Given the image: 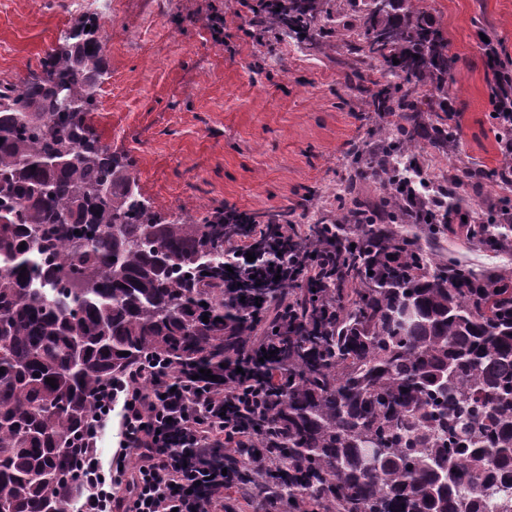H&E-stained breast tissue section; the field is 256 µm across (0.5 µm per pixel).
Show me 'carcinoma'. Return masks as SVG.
Returning <instances> with one entry per match:
<instances>
[{
    "label": "carcinoma",
    "mask_w": 512,
    "mask_h": 512,
    "mask_svg": "<svg viewBox=\"0 0 512 512\" xmlns=\"http://www.w3.org/2000/svg\"><path fill=\"white\" fill-rule=\"evenodd\" d=\"M426 2L251 8L250 36L309 53L340 38L357 97L382 120L350 151L336 206L297 238L333 254L312 287L287 286L300 315L270 337L253 447L280 455L242 485L272 512H512V266L476 269L447 247L459 233L512 254V223H442L462 211V181L499 173L468 168L424 187L397 167L460 137L457 60ZM100 20L81 15L36 69L0 80V512H69L72 447L100 384L147 360L221 371L262 331L222 288L224 241L240 227L215 210L158 214L134 163L88 125L108 76ZM374 60L398 82L363 84ZM490 68L493 98L512 68ZM495 138L512 141L511 118ZM369 171L376 201L361 198Z\"/></svg>",
    "instance_id": "1"
}]
</instances>
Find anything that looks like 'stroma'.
I'll use <instances>...</instances> for the list:
<instances>
[{
	"label": "stroma",
	"mask_w": 512,
	"mask_h": 512,
	"mask_svg": "<svg viewBox=\"0 0 512 512\" xmlns=\"http://www.w3.org/2000/svg\"><path fill=\"white\" fill-rule=\"evenodd\" d=\"M224 14V37L204 23ZM459 63L460 141L434 166L493 171L486 34L512 55V0H429ZM241 0H109L102 20L109 79L90 125L113 155L133 159L141 194L163 216L232 206L260 216L292 205L310 219L332 202L344 162L378 117L359 111L340 65L294 42L245 35ZM76 18L69 0H0V78H23Z\"/></svg>",
	"instance_id": "1"
}]
</instances>
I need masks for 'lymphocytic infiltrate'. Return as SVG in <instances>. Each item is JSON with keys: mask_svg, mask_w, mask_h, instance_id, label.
I'll list each match as a JSON object with an SVG mask.
<instances>
[{"mask_svg": "<svg viewBox=\"0 0 512 512\" xmlns=\"http://www.w3.org/2000/svg\"><path fill=\"white\" fill-rule=\"evenodd\" d=\"M228 223L245 225V233L226 245V293L237 295L241 284L257 281L253 297L242 301L244 318L287 325L297 312L292 293H269L274 281L316 278L320 257L308 252L281 254L300 231L296 224L267 227L269 247L248 260L257 225L236 208L224 210ZM254 348L227 364L224 378L184 379L159 362L128 369L119 381L103 383L96 408L76 441L78 483L73 512H238L226 498L231 475L223 474L217 455L224 445L253 440L252 416L266 394L268 380L257 364ZM117 424L118 444L110 460H102L99 438Z\"/></svg>", "mask_w": 512, "mask_h": 512, "instance_id": "1", "label": "lymphocytic infiltrate"}]
</instances>
